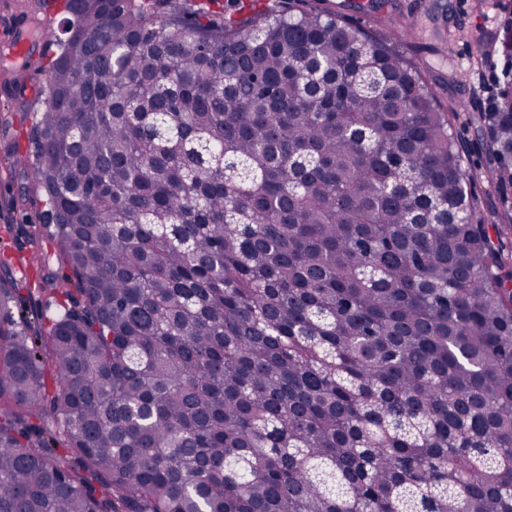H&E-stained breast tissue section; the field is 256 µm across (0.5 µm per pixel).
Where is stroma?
I'll use <instances>...</instances> for the list:
<instances>
[{
    "label": "stroma",
    "instance_id": "stroma-1",
    "mask_svg": "<svg viewBox=\"0 0 512 512\" xmlns=\"http://www.w3.org/2000/svg\"><path fill=\"white\" fill-rule=\"evenodd\" d=\"M504 0H391L392 26L417 22L423 32L410 45L414 60L429 63L442 103L457 112V132L475 142L472 115L487 110L505 84V60L494 48L502 27L512 19ZM44 0H0V29L19 28L30 45L31 63L21 66L8 43L0 41V259L31 256L35 249L50 253V240L34 238L44 220V204L29 191L28 138L36 122L39 102L20 94L18 86L31 85L54 56L52 41L42 40L46 30H58L60 15L44 16ZM448 42L447 57L426 50L434 35Z\"/></svg>",
    "mask_w": 512,
    "mask_h": 512
}]
</instances>
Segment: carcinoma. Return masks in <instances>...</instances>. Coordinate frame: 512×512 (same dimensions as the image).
<instances>
[{
	"label": "carcinoma",
	"instance_id": "cac0c4a2",
	"mask_svg": "<svg viewBox=\"0 0 512 512\" xmlns=\"http://www.w3.org/2000/svg\"><path fill=\"white\" fill-rule=\"evenodd\" d=\"M0 265V512H512V213L329 0H68ZM512 194V96L476 117ZM23 266L27 268V272L24 275H22L16 267L12 269V273L17 282L22 285V288H31L32 293L30 295L27 290L21 291L24 297L25 307L28 310L35 306L40 307L46 317H53L58 311L57 303L61 298L49 299L47 295L41 294L35 290L39 288L42 272L35 264L24 263Z\"/></svg>",
	"mask_w": 512,
	"mask_h": 512
}]
</instances>
